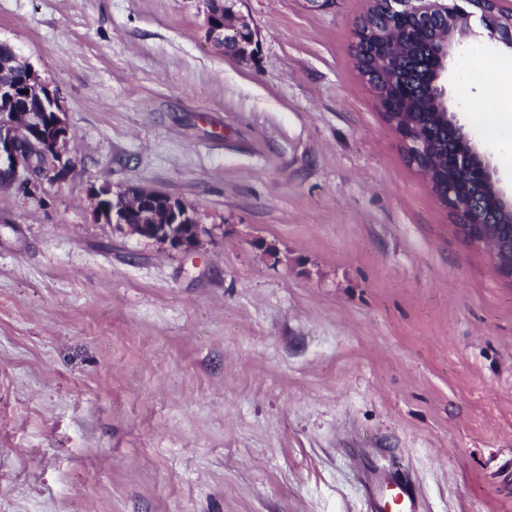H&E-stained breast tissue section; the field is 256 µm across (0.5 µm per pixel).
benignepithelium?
<instances>
[{"instance_id": "7a95c632", "label": "benign epithelium", "mask_w": 512, "mask_h": 512, "mask_svg": "<svg viewBox=\"0 0 512 512\" xmlns=\"http://www.w3.org/2000/svg\"><path fill=\"white\" fill-rule=\"evenodd\" d=\"M431 0H398L390 3L395 11L406 10L416 25L431 35L429 60L436 62L431 68V85L435 87L437 100L446 105L447 90L444 75L447 61L453 56V49L471 31L472 24L483 25L492 37L503 47L512 50V26L502 24V13L512 15V8L503 10L501 0H491V7L480 8L475 0H440L439 7L430 5ZM205 25L211 40L225 51L236 55H247L246 47L253 44V33L234 11L233 0H208ZM28 93L38 95L43 112L0 113V173L6 176L4 186H36L41 179L53 172L69 167L73 151V135L56 93L50 89L37 71L30 70ZM448 128L460 134L455 142L448 163L458 170L474 175L491 185H496L488 165L454 116L447 114ZM27 138L38 144L45 155L52 160V166L36 168L30 159H22L14 150V144ZM440 204L448 211L463 215L464 209L471 211L481 207L477 198L461 205L450 196H437ZM106 222L127 230L129 233L168 246L172 250L190 254L197 247L201 225L198 224L194 209L186 202L157 189L137 188L112 198V209L101 213ZM458 231L468 241L479 240V248L488 256L496 273L505 281L512 282V256L503 261L501 242L484 225L477 231L471 224L457 225Z\"/></svg>"}]
</instances>
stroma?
<instances>
[{"instance_id": "35a3bbf8", "label": "stroma", "mask_w": 512, "mask_h": 512, "mask_svg": "<svg viewBox=\"0 0 512 512\" xmlns=\"http://www.w3.org/2000/svg\"><path fill=\"white\" fill-rule=\"evenodd\" d=\"M371 0H0L54 90L64 177L0 188V512H512V284L355 68ZM448 107L512 198V51L473 25ZM193 206L183 254L91 190ZM205 25L211 40L220 48L235 55H247L246 47L253 44V33L234 11V1L207 0ZM223 16L221 22H217ZM397 496L403 512H421L424 504L419 490L411 479L402 480L399 483Z\"/></svg>"}]
</instances>
